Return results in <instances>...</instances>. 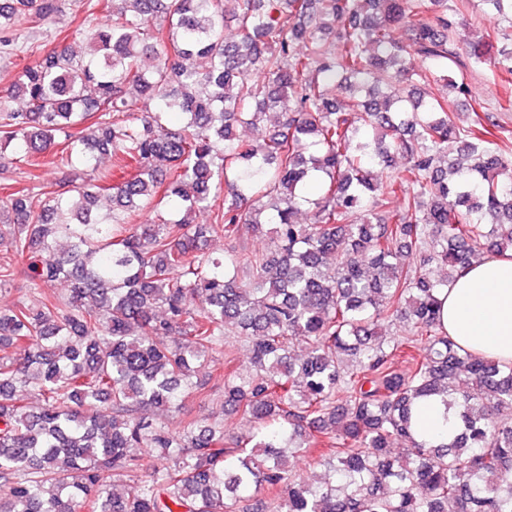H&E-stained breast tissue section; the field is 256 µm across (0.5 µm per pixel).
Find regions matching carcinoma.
I'll return each instance as SVG.
<instances>
[{
    "mask_svg": "<svg viewBox=\"0 0 512 512\" xmlns=\"http://www.w3.org/2000/svg\"><path fill=\"white\" fill-rule=\"evenodd\" d=\"M470 2L89 0L85 50L57 43L0 87V154L52 153L61 173L51 197L33 172L0 192V286L22 282L0 307V512H247L259 493L272 512H512V364L461 349L439 313L458 273L512 253V131L427 91L512 74V0H479L508 28L495 59L450 37ZM53 12L0 0V56L22 47L18 20ZM339 77L384 91L338 104ZM271 117L279 130L238 138ZM104 155L135 173L107 181ZM242 224L271 225L270 249L201 252ZM392 321L410 336L383 339ZM235 333L250 360L225 363L224 411L244 434L183 406ZM433 396L458 421L437 445L411 427ZM319 446L310 482L290 462Z\"/></svg>",
    "mask_w": 512,
    "mask_h": 512,
    "instance_id": "cac0c4a2",
    "label": "carcinoma"
}]
</instances>
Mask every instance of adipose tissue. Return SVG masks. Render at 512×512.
I'll list each match as a JSON object with an SVG mask.
<instances>
[{"label": "adipose tissue", "mask_w": 512, "mask_h": 512, "mask_svg": "<svg viewBox=\"0 0 512 512\" xmlns=\"http://www.w3.org/2000/svg\"><path fill=\"white\" fill-rule=\"evenodd\" d=\"M444 331L466 351L512 363V258L489 257L458 275L439 294ZM417 429L430 443L457 426L440 399L424 401L415 413Z\"/></svg>", "instance_id": "1"}]
</instances>
